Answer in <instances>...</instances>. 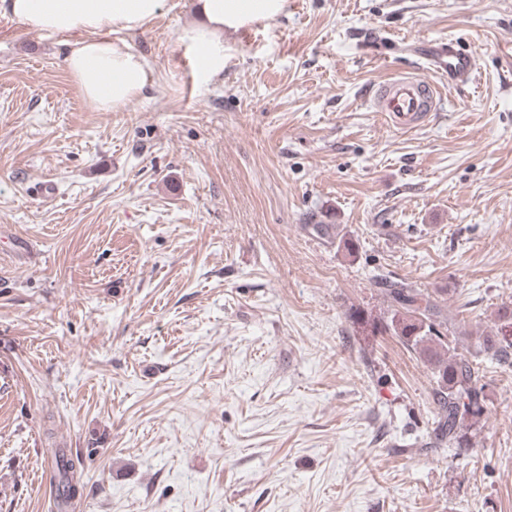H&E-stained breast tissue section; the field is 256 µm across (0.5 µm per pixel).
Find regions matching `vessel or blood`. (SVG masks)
Returning <instances> with one entry per match:
<instances>
[{"label":"vessel or blood","instance_id":"b4317fda","mask_svg":"<svg viewBox=\"0 0 512 512\" xmlns=\"http://www.w3.org/2000/svg\"><path fill=\"white\" fill-rule=\"evenodd\" d=\"M431 59L452 81L468 80L478 69L476 54L461 49L452 36L436 44ZM368 103L373 111L386 113L394 126L408 129L421 125L439 111L441 97L434 82L403 72L373 86Z\"/></svg>","mask_w":512,"mask_h":512}]
</instances>
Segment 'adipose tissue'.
<instances>
[{
	"mask_svg": "<svg viewBox=\"0 0 512 512\" xmlns=\"http://www.w3.org/2000/svg\"><path fill=\"white\" fill-rule=\"evenodd\" d=\"M162 0H0V16L27 30L61 39L63 63L85 99L100 112H116L150 82V63L125 37L156 16ZM287 0H195L197 21L178 38L197 54L203 80L224 71V33L280 15Z\"/></svg>",
	"mask_w": 512,
	"mask_h": 512,
	"instance_id": "1",
	"label": "adipose tissue"
}]
</instances>
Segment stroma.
Instances as JSON below:
<instances>
[{
  "label": "stroma",
  "mask_w": 512,
  "mask_h": 512,
  "mask_svg": "<svg viewBox=\"0 0 512 512\" xmlns=\"http://www.w3.org/2000/svg\"><path fill=\"white\" fill-rule=\"evenodd\" d=\"M193 18L163 0L127 39L150 85L99 112L0 16V512H59L58 448L66 512H512V370L484 364L459 456L430 368L368 326L381 274L468 357L512 306V0H288L208 83ZM451 35L469 81L416 51ZM402 72L444 91L409 130L367 104ZM55 469L58 476V489L60 491L62 503H67L73 499L79 492L76 475L79 467L82 465L80 458L68 457L62 449H56L54 453Z\"/></svg>",
  "instance_id": "stroma-1"
}]
</instances>
